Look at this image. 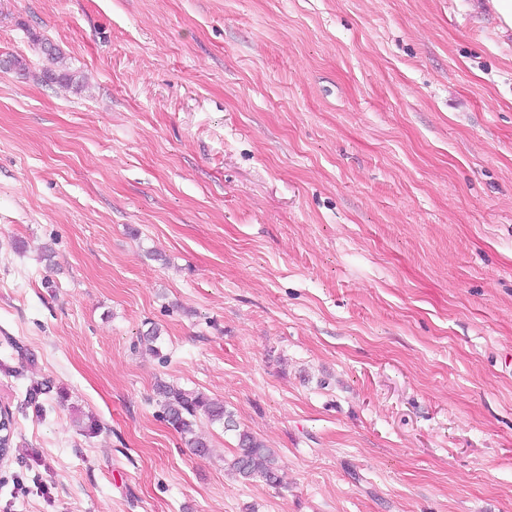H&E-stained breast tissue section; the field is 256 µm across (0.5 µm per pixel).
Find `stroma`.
Listing matches in <instances>:
<instances>
[{
	"mask_svg": "<svg viewBox=\"0 0 512 512\" xmlns=\"http://www.w3.org/2000/svg\"><path fill=\"white\" fill-rule=\"evenodd\" d=\"M470 2L0 0V512H512V29ZM43 52L50 61V66L46 67L42 73V81L46 83H58L65 85H73L75 75L69 72V70L63 64V57L59 49L52 46L51 44H43ZM156 397L161 417L196 452L206 454L210 448L209 442L194 430L195 418L203 413L212 424L222 425L225 431L236 432L238 448L230 468L239 478H261L271 485L280 482L278 456L250 432L240 431L233 414L223 403L197 390L175 388L162 381L156 385Z\"/></svg>",
	"mask_w": 512,
	"mask_h": 512,
	"instance_id": "stroma-1",
	"label": "stroma"
}]
</instances>
